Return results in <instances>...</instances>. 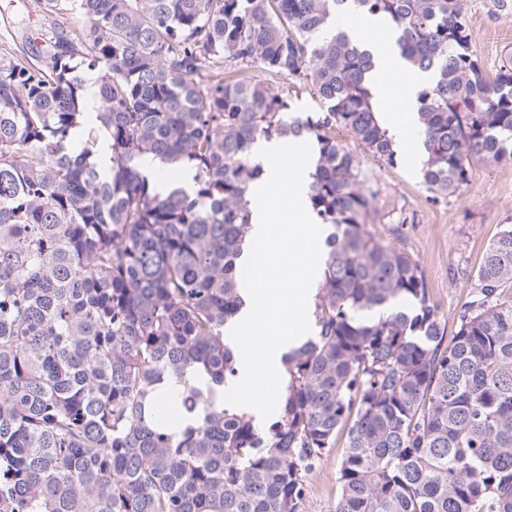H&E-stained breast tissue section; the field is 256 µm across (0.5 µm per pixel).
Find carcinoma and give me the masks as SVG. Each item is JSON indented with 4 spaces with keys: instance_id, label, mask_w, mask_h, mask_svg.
Wrapping results in <instances>:
<instances>
[{
    "instance_id": "cac0c4a2",
    "label": "carcinoma",
    "mask_w": 512,
    "mask_h": 512,
    "mask_svg": "<svg viewBox=\"0 0 512 512\" xmlns=\"http://www.w3.org/2000/svg\"><path fill=\"white\" fill-rule=\"evenodd\" d=\"M38 3V63L0 37V512H303L341 438L334 512H512V224L447 342L336 138L397 164L373 55L339 25L377 16L432 76L416 107L431 200L512 160V59L485 72L469 0ZM73 9L84 25L60 22ZM302 93L321 110L298 114ZM274 139L315 143L327 235L313 329L258 421L222 395L256 146Z\"/></svg>"
}]
</instances>
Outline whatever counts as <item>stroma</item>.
I'll use <instances>...</instances> for the list:
<instances>
[{"label": "stroma", "instance_id": "1", "mask_svg": "<svg viewBox=\"0 0 512 512\" xmlns=\"http://www.w3.org/2000/svg\"><path fill=\"white\" fill-rule=\"evenodd\" d=\"M469 6L472 47L485 71L495 73L512 56V13L491 12L488 0H470ZM361 162L366 185L376 195V209L367 218L370 230L392 237L394 213L415 214V223L405 225L395 243L418 260L447 332H455L456 314L469 300V274L501 226L512 224V162L474 164L467 188L449 204L431 201L420 168L410 167L405 156L392 167L368 155ZM339 462V453H331L311 476L304 512H333Z\"/></svg>", "mask_w": 512, "mask_h": 512}]
</instances>
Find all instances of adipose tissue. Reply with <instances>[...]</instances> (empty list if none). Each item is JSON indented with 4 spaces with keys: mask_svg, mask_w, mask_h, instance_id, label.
<instances>
[{
    "mask_svg": "<svg viewBox=\"0 0 512 512\" xmlns=\"http://www.w3.org/2000/svg\"><path fill=\"white\" fill-rule=\"evenodd\" d=\"M347 32L354 41L369 49L375 58V67L367 74L365 84L380 122L396 135L410 163H419L424 153L417 113L410 109L402 112L392 109V81L395 76L407 72L406 62L396 45L395 33L383 20L375 17L361 18L348 27Z\"/></svg>",
    "mask_w": 512,
    "mask_h": 512,
    "instance_id": "ef3b65f1",
    "label": "adipose tissue"
}]
</instances>
